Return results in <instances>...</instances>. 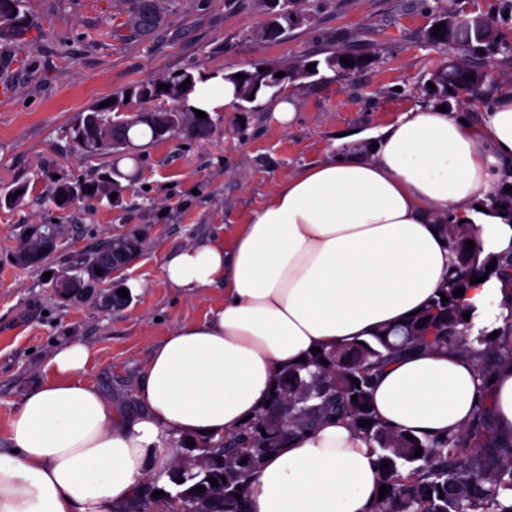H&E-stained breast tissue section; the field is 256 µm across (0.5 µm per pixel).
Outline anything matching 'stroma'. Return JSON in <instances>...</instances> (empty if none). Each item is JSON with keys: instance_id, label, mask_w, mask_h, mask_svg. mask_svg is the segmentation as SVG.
<instances>
[{"instance_id": "1", "label": "stroma", "mask_w": 512, "mask_h": 512, "mask_svg": "<svg viewBox=\"0 0 512 512\" xmlns=\"http://www.w3.org/2000/svg\"><path fill=\"white\" fill-rule=\"evenodd\" d=\"M441 1L483 16L503 8L502 0H304L296 24L268 43L257 35L268 0H170L168 26L148 37L127 27L125 0H29L25 37L0 45V425L51 377L49 360L68 343L92 351L86 381L136 413L154 346L223 298L218 288L198 301L172 288L165 256L219 231L232 238L289 172L342 150V133L388 125L431 102L429 79L448 59L427 41ZM349 49L370 58L355 76L330 71L289 85L291 125L277 123L268 100L225 111L210 140L177 136L145 147L139 167L120 163L137 175L121 206L88 200L60 210L50 202L45 164L73 181L106 169L109 157L76 152L71 128L124 87L182 69L229 73ZM21 183L29 187L24 204H6L5 193ZM51 222L60 228L58 250L43 266L17 265L24 225ZM124 224L143 237L140 256L117 279L128 303L109 305L97 284L61 301L45 273L93 254Z\"/></svg>"}]
</instances>
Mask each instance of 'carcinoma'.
Instances as JSON below:
<instances>
[{
  "instance_id": "cac0c4a2",
  "label": "carcinoma",
  "mask_w": 512,
  "mask_h": 512,
  "mask_svg": "<svg viewBox=\"0 0 512 512\" xmlns=\"http://www.w3.org/2000/svg\"><path fill=\"white\" fill-rule=\"evenodd\" d=\"M167 13L168 0H129L128 25L139 35L149 36L166 23ZM484 22L488 35L482 39L473 29L462 26L443 31L441 37L429 35L427 40L460 58L483 48L492 53H511L512 41L499 21L486 16ZM28 23L26 0H0V44L20 39ZM342 57L353 59L352 75L368 64L358 52L334 51L323 62H314L311 70L303 60L281 66L285 78L270 97L281 96L290 80H320L324 71H338ZM187 79L191 84L180 87ZM258 79L260 73L254 67L242 80L234 72L224 75L244 104L249 103L251 94L262 90L256 84ZM484 79L482 72L466 63H451L436 71L431 82L439 101L452 98L464 105L480 93ZM160 84L169 85L168 90L158 89ZM195 85V75L184 70L127 86L114 94L109 105L101 108L96 104L79 116L72 127L77 151L82 156L109 154L118 162L132 156L141 142L152 145L177 135L210 139L218 121L202 120L187 105ZM159 100L171 104L149 107ZM121 177L123 174L112 165L108 172L82 180L79 193L84 200L108 199L113 192L119 196L125 190ZM483 207L497 215L504 212L512 219V191L499 188ZM439 229L449 240L453 264L448 279L421 313L355 344L311 354L286 369L279 376L270 405L239 432L196 441L191 447L187 440H181L189 455L168 472L169 490L158 499L147 494L138 496V512H244L248 484L263 462L282 448L287 437L333 416L346 421L353 432L373 445L380 466L378 479L387 487L374 512H512V440L505 442L497 437L490 408L476 409L461 432L425 440L415 435L408 438L405 430L384 424L374 409L372 384L376 372L406 352L456 347L468 354L476 342L483 346L479 376L484 381L497 369L512 365V317L496 338L483 329L475 332L472 322L464 320L467 308L455 295L459 287L470 288L471 276L495 259L494 272L504 284L506 305L512 309V248L497 255H485L478 247L468 252L466 242L473 239V225L448 221ZM443 295L448 301H441ZM419 321L423 326H417ZM353 395L357 396L355 402ZM362 420L372 424L360 427L358 422ZM418 447L423 450L419 457L415 456ZM179 478L183 482H177ZM212 478L218 480V485H211ZM199 485L205 487L201 493L195 490Z\"/></svg>"
}]
</instances>
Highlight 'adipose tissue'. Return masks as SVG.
<instances>
[{"label":"adipose tissue","instance_id":"1","mask_svg":"<svg viewBox=\"0 0 512 512\" xmlns=\"http://www.w3.org/2000/svg\"><path fill=\"white\" fill-rule=\"evenodd\" d=\"M232 84L201 77L193 107L222 111ZM348 148L284 178L231 245L191 244L169 253L167 282L187 297L220 288L203 319L158 342L124 414L84 378L89 349L58 347L51 379L34 386L0 428V512H131L148 476L165 477L178 443L218 437L266 408L280 371L312 348L331 350L405 321L448 276L438 219L477 225L484 253L512 246V224L480 213L512 163V88H497L484 122L417 105L372 134V156ZM476 327L512 316L496 277L464 297ZM381 421L425 438L462 430L476 404L492 408L512 439V366L483 387L473 356L423 350L385 366L372 389ZM379 496L370 443L329 418L288 439L252 478L247 512H371Z\"/></svg>","mask_w":512,"mask_h":512}]
</instances>
